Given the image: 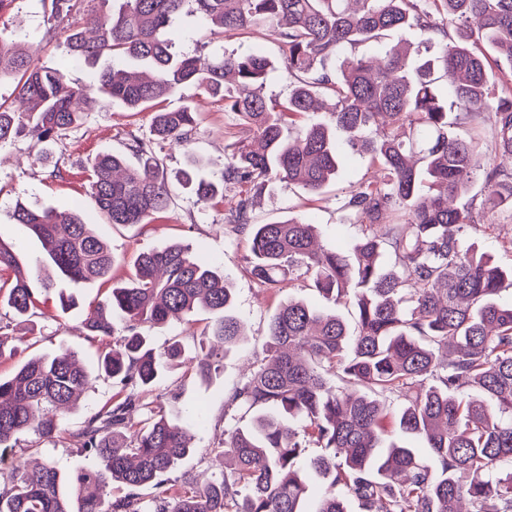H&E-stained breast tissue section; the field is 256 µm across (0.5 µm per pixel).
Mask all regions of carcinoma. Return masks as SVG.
I'll list each match as a JSON object with an SVG mask.
<instances>
[{
	"label": "carcinoma",
	"mask_w": 512,
	"mask_h": 512,
	"mask_svg": "<svg viewBox=\"0 0 512 512\" xmlns=\"http://www.w3.org/2000/svg\"><path fill=\"white\" fill-rule=\"evenodd\" d=\"M118 10L94 13L64 45L66 64L43 66L0 33V82L19 79L25 109L0 103V146L21 135L38 142L67 136L82 120L84 87L69 67L101 58V102L137 109L185 85L224 102L259 146L225 145L221 183L196 179L202 160L188 156L183 182L201 204L236 193L225 223L248 237L249 274L272 288L302 281L334 306H350L355 326L336 311L295 296L270 319L253 371L228 396L225 411L250 416L224 429V470L198 487L174 476L194 452L185 429L151 418L133 439L130 414L162 371L180 360L174 342L161 350L148 330L179 313L213 315L191 359L207 378L239 342L233 293L224 275L181 242L141 253L134 271L119 262L82 212L34 210L12 216L42 244L46 264L80 287L102 280L110 292L83 322L91 336L112 338L101 370L120 400L103 406L79 437L95 463L73 473L45 464L0 470V512H346L336 488L366 512H512V287L505 268L473 245L488 214L512 215V0H100ZM190 13L201 33L231 35L275 25L284 46L291 91L281 102L263 93L272 62L257 54L209 61L175 50L171 26ZM417 28L413 48L402 37ZM389 33L397 39L382 43ZM381 45L379 57L355 56L357 45ZM500 67L498 90L488 85ZM329 95V120L298 121ZM499 163L484 171L481 193L469 195L479 167L484 126ZM199 133L190 106L154 112L150 138L128 133L131 167L119 154L92 165L90 202L108 224H142L170 205L156 145L188 147ZM367 154L380 175L351 191L348 207L361 236L348 253L316 245L314 226L296 219L252 222L254 200L273 182L322 193L345 151ZM0 270L13 272L0 300L31 316L50 281L35 288L11 247L0 240ZM95 380L69 348L32 357L0 378V450L31 433L52 438L62 416ZM406 405L389 415L382 398ZM431 452L386 442L394 431ZM321 449L306 455L310 445ZM325 481L308 507L310 475ZM128 492L110 497L112 485ZM152 485L151 500L138 490Z\"/></svg>",
	"instance_id": "1"
}]
</instances>
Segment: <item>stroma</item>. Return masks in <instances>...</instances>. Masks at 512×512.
Returning a JSON list of instances; mask_svg holds the SVG:
<instances>
[{
	"label": "stroma",
	"instance_id": "obj_1",
	"mask_svg": "<svg viewBox=\"0 0 512 512\" xmlns=\"http://www.w3.org/2000/svg\"><path fill=\"white\" fill-rule=\"evenodd\" d=\"M93 6V0H79L63 25L79 24L83 14ZM0 23L7 31L19 35L26 53L39 62L54 66L65 58L63 25L55 24L48 0H14ZM174 29L178 34L177 50L206 58L252 52L278 63L284 57L281 39L276 29L270 27L203 40L199 37L197 19L184 14L175 19ZM186 104L196 106L200 132L189 149L167 146L160 152L172 194L167 213L144 224L123 226L104 223L91 208L89 173L94 159L99 154L114 152L125 155L129 165H136L137 158L129 154L124 134L131 129L149 133L153 118L149 109L132 112L118 102L109 107L92 102L85 107L81 125L72 129L65 139L44 146L35 139L22 137L0 147V241L13 248L23 267L32 274L43 279L54 278V270L43 264L39 241L22 225L14 223L11 213L19 202L59 212L80 207L87 223L107 241L121 262L122 273H129L140 253L162 249L175 241L200 249L211 265L223 271L234 289V314L242 331L238 346L206 380L187 365H171L153 390L143 395L144 407L133 416L137 422L153 415L179 420L195 448L194 454L181 462L179 470L203 485L220 471L210 450L224 433L227 397L261 352L270 317L278 304L292 293L317 305L323 299L315 291L296 285L279 290L259 287L245 270L249 254L246 237L236 234L224 222L236 201L234 194L225 193L222 201L205 206L197 203L190 190L182 186V172L190 152L203 161L200 176L215 182L220 180L224 171L225 129L232 122L223 102L210 99L190 86L168 96L160 106L175 110ZM43 149L48 151L49 159L41 163L36 156ZM370 174L368 157L345 153L339 177L322 195L311 199L301 188L271 185L257 199L253 219L262 224L297 218L313 225L318 241L325 247L349 251L357 231L347 220L344 204L353 187ZM490 220L494 225L490 234L476 236L473 242L479 251L492 255L502 265L511 266L512 217L494 214ZM63 286V281L56 280L54 288L43 293V304L36 316L17 318L8 307L0 308V345L6 350L5 357L0 358V377H11L17 366L30 357L52 356L63 348L76 351L83 365L96 373L109 345L102 338L87 335L81 322L107 294L108 288L96 282L77 289V306L65 312L58 298ZM211 320L209 313L195 311L152 329L150 335L156 347L179 340L191 354L199 339L209 332ZM116 392L112 379L97 376L92 388L66 414L59 433L44 440L31 434L20 436L15 458L31 466L51 462L64 471L89 467L91 461L78 433L102 406L115 401Z\"/></svg>",
	"mask_w": 512,
	"mask_h": 512
}]
</instances>
